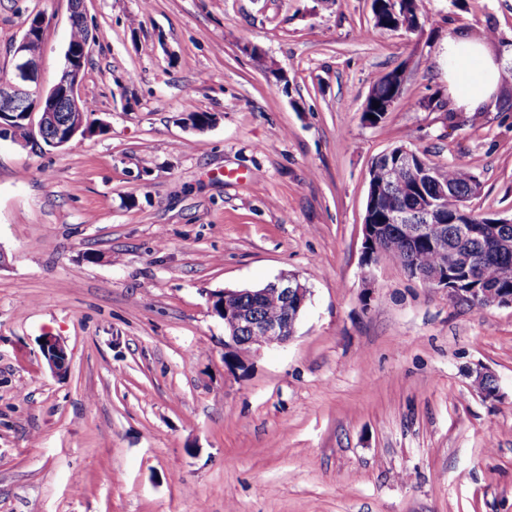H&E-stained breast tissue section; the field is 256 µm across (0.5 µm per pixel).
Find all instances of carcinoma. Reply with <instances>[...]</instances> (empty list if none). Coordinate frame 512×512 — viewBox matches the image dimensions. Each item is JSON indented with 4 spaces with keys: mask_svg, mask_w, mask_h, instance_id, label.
<instances>
[{
    "mask_svg": "<svg viewBox=\"0 0 512 512\" xmlns=\"http://www.w3.org/2000/svg\"><path fill=\"white\" fill-rule=\"evenodd\" d=\"M374 28L391 31L398 24L415 26L419 14V0H373ZM398 92V86H391L379 78L373 82L371 93L374 98L368 102V111L362 119L376 126L383 122L385 113L374 103L383 102ZM374 119H368V115ZM12 142L26 145L30 132L19 116H10ZM393 158L385 156L373 162L371 173L379 180L376 190V205L373 210L374 223L383 225L385 239L379 256L408 270L417 268L430 276L438 271L441 255L451 249L469 253L473 257L471 285L480 289L484 299L472 302L469 307L482 310L499 294H512V251L500 252L491 248L490 241L463 238L459 235L461 224H488L490 218L473 212L466 202L481 189L476 174L460 165H446L430 161L423 152H417L413 173L391 177L386 167ZM447 189V196L440 199L443 217L438 223L429 225V233L420 240L409 238L399 224L386 223V216L394 210L415 211L418 205L435 198L441 189Z\"/></svg>",
    "mask_w": 512,
    "mask_h": 512,
    "instance_id": "obj_1",
    "label": "carcinoma"
}]
</instances>
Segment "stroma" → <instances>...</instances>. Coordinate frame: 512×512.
Here are the masks:
<instances>
[{
  "label": "stroma",
  "mask_w": 512,
  "mask_h": 512,
  "mask_svg": "<svg viewBox=\"0 0 512 512\" xmlns=\"http://www.w3.org/2000/svg\"><path fill=\"white\" fill-rule=\"evenodd\" d=\"M420 5L375 34L372 0H86L93 132L0 140V512H512V307L362 263L371 163L406 142L512 218V110L424 106L449 30L512 44V0ZM36 14L48 88L68 0H0V76ZM283 274L310 290L294 337L228 367L210 293ZM388 79L390 81H392L393 84H395V86L385 84L382 78L376 79L373 82L372 89H371L370 93L375 95V97L368 102V112L362 113L363 121L365 122L366 120H368L370 122L371 126H376L379 123L383 122V120L385 119L386 112H389L392 109L394 103L397 101L396 97L393 100H391L390 102L386 103V105H385L386 112H382L383 101L387 97L392 96L395 93L399 92L398 86H396V83H397L396 80H398L400 82V89H402L404 82H405V72L403 69H401V70L397 69L391 75L388 76ZM375 102H379V108H374ZM368 114L374 115V119H370L368 117ZM42 352L53 371L66 368V351L64 345L54 337L45 338L42 344Z\"/></svg>",
  "instance_id": "35a3bbf8"
}]
</instances>
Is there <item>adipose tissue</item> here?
Masks as SVG:
<instances>
[{"mask_svg": "<svg viewBox=\"0 0 512 512\" xmlns=\"http://www.w3.org/2000/svg\"><path fill=\"white\" fill-rule=\"evenodd\" d=\"M446 50L448 89L458 106L476 111L497 89L504 62L491 55L486 44L462 31L449 33Z\"/></svg>", "mask_w": 512, "mask_h": 512, "instance_id": "obj_1", "label": "adipose tissue"}]
</instances>
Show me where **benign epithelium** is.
Segmentation results:
<instances>
[{
    "instance_id": "benign-epithelium-1",
    "label": "benign epithelium",
    "mask_w": 512,
    "mask_h": 512,
    "mask_svg": "<svg viewBox=\"0 0 512 512\" xmlns=\"http://www.w3.org/2000/svg\"><path fill=\"white\" fill-rule=\"evenodd\" d=\"M29 42L30 38L23 37L11 48V72L0 79V118L6 113H19L30 131L32 143L42 140L54 147L64 146L77 134L89 132L86 118L71 116L65 121L60 116L62 112L84 114L82 68H66L46 91L41 84L42 57L30 50ZM371 246L378 251L382 248L380 227L365 223L363 254H368ZM471 264V257L449 252L443 258L442 267L447 271H466ZM309 294V288L291 275L280 276L253 291L224 289L212 293L210 310L224 321L225 350L241 358L286 343L294 336L296 320L304 311ZM271 295L279 297L284 305L282 316L276 320L262 318L255 311ZM42 352L52 370L66 368L65 347L58 339L45 338Z\"/></svg>"
}]
</instances>
